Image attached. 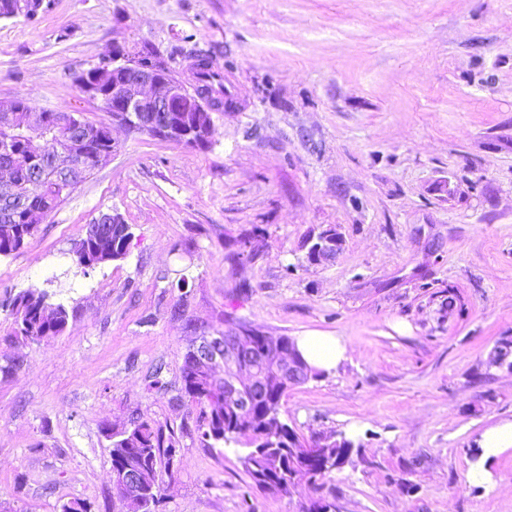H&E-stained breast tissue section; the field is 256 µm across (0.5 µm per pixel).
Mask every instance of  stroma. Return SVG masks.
<instances>
[{
    "mask_svg": "<svg viewBox=\"0 0 512 512\" xmlns=\"http://www.w3.org/2000/svg\"><path fill=\"white\" fill-rule=\"evenodd\" d=\"M116 44L184 79L209 54L224 109L204 149L114 129L116 155L0 258V296L44 290L71 314L60 336L0 343V512H117L102 427L134 417L182 432L156 512H301L318 493L340 512H512V449L484 482L468 454L512 419L493 362L512 336V0H51L0 21V105L111 123L72 74ZM112 211L125 259L82 269L75 240ZM331 227L341 253L309 263ZM241 325L342 339L346 360L281 411L364 462L274 498L243 447L199 444L184 354Z\"/></svg>",
    "mask_w": 512,
    "mask_h": 512,
    "instance_id": "stroma-1",
    "label": "stroma"
}]
</instances>
